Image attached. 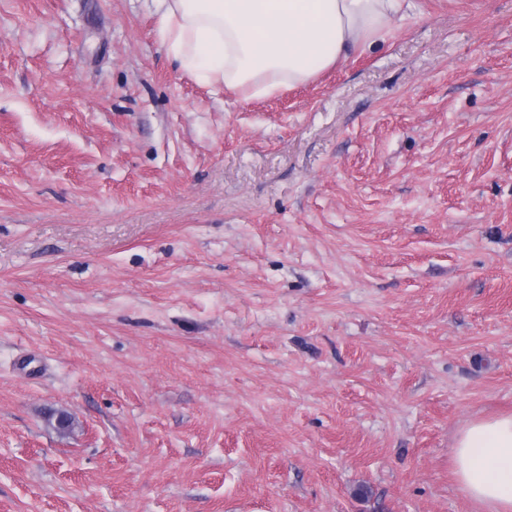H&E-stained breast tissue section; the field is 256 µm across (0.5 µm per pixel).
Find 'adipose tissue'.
<instances>
[{
  "mask_svg": "<svg viewBox=\"0 0 512 512\" xmlns=\"http://www.w3.org/2000/svg\"><path fill=\"white\" fill-rule=\"evenodd\" d=\"M161 44L179 70L244 98L304 84L380 47L411 0H153ZM460 489L512 512V414L468 424L455 442Z\"/></svg>",
  "mask_w": 512,
  "mask_h": 512,
  "instance_id": "adipose-tissue-1",
  "label": "adipose tissue"
}]
</instances>
